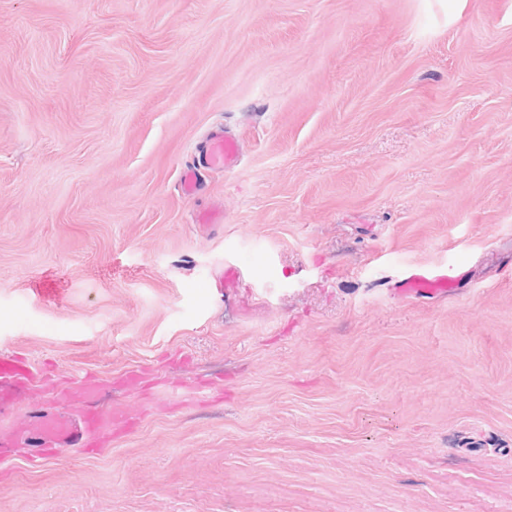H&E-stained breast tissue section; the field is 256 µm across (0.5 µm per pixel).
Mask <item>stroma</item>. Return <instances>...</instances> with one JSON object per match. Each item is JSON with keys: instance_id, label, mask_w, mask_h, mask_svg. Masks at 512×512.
Here are the masks:
<instances>
[{"instance_id": "obj_1", "label": "stroma", "mask_w": 512, "mask_h": 512, "mask_svg": "<svg viewBox=\"0 0 512 512\" xmlns=\"http://www.w3.org/2000/svg\"><path fill=\"white\" fill-rule=\"evenodd\" d=\"M1 351L136 424L0 512H512V0H0ZM239 143L232 135L218 127L212 130L199 152L197 160L187 163L181 175L180 189L184 196L198 195L203 186V172L234 169L239 159ZM456 277L450 270L418 271L409 274L396 288L398 294L409 299L434 298L452 290Z\"/></svg>"}]
</instances>
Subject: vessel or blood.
I'll list each match as a JSON object with an SVG mask.
<instances>
[{
    "label": "vessel or blood",
    "mask_w": 512,
    "mask_h": 512,
    "mask_svg": "<svg viewBox=\"0 0 512 512\" xmlns=\"http://www.w3.org/2000/svg\"><path fill=\"white\" fill-rule=\"evenodd\" d=\"M239 143L223 128L212 130L196 161L187 163L181 175L180 189L184 196L198 195L203 186V174L209 170L229 171L239 159ZM455 282L454 275L446 270L438 272L418 271L405 277L397 289L398 294L409 299L433 298L449 292ZM37 371L30 362L18 354L0 355V416L10 412L29 387L36 381ZM83 405L81 415L66 412H34V429H1L0 452L7 451L28 434H35L37 458H44L49 448H82L98 453L102 450V437L122 414L117 409L103 407L99 386L94 380H86L76 391Z\"/></svg>",
    "instance_id": "b4317fda"
}]
</instances>
